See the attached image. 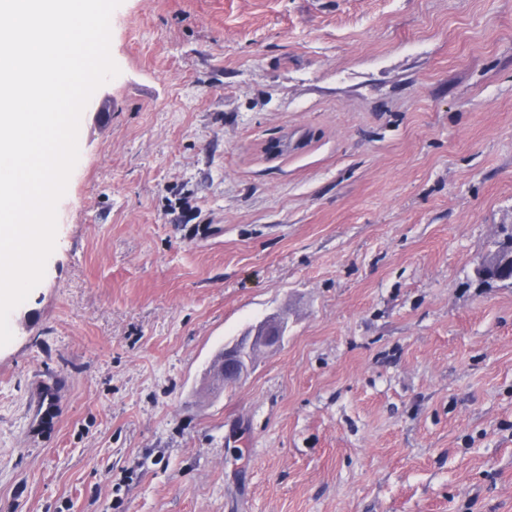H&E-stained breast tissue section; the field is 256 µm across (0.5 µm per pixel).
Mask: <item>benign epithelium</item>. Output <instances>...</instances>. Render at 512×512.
I'll return each instance as SVG.
<instances>
[{"label":"benign epithelium","instance_id":"7a95c632","mask_svg":"<svg viewBox=\"0 0 512 512\" xmlns=\"http://www.w3.org/2000/svg\"><path fill=\"white\" fill-rule=\"evenodd\" d=\"M286 330L285 318L279 313H272L224 343V349L220 352L224 363V378L235 382L247 375L253 366L255 354L262 349L278 348Z\"/></svg>","mask_w":512,"mask_h":512}]
</instances>
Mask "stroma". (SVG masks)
Returning <instances> with one entry per match:
<instances>
[{
    "label": "stroma",
    "mask_w": 512,
    "mask_h": 512,
    "mask_svg": "<svg viewBox=\"0 0 512 512\" xmlns=\"http://www.w3.org/2000/svg\"><path fill=\"white\" fill-rule=\"evenodd\" d=\"M110 52L0 347V512H512V0H122ZM286 330L285 318L279 313H272L225 342L219 354L224 363V378L235 382L247 375L253 366L255 354L262 349L278 348Z\"/></svg>",
    "instance_id": "35a3bbf8"
}]
</instances>
